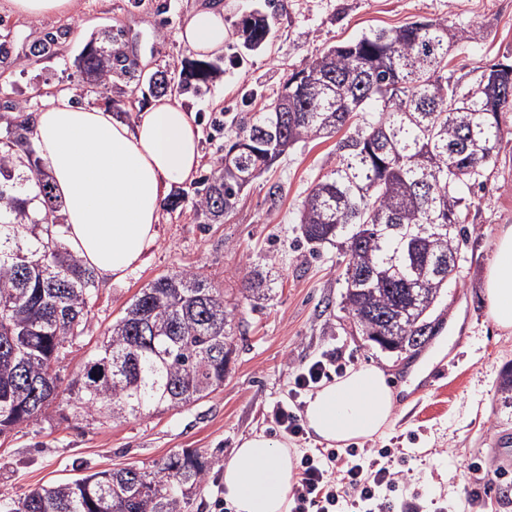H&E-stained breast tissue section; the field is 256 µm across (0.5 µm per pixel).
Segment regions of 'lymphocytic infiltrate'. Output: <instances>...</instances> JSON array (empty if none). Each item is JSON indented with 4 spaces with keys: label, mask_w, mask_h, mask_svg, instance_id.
I'll list each match as a JSON object with an SVG mask.
<instances>
[{
    "label": "lymphocytic infiltrate",
    "mask_w": 512,
    "mask_h": 512,
    "mask_svg": "<svg viewBox=\"0 0 512 512\" xmlns=\"http://www.w3.org/2000/svg\"><path fill=\"white\" fill-rule=\"evenodd\" d=\"M334 357L323 356L292 373L288 401H277L270 419L292 437L304 434L300 416L292 404L303 391L328 377ZM391 451L380 448L372 461H364L358 449L320 448L304 451L298 463V480L288 491L290 512H335L346 504V512H408L406 502L397 497L400 474L390 462Z\"/></svg>",
    "instance_id": "lymphocytic-infiltrate-1"
}]
</instances>
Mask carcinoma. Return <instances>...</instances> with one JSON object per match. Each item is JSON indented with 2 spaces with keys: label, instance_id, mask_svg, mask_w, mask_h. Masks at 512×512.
<instances>
[{
  "label": "carcinoma",
  "instance_id": "carcinoma-1",
  "mask_svg": "<svg viewBox=\"0 0 512 512\" xmlns=\"http://www.w3.org/2000/svg\"><path fill=\"white\" fill-rule=\"evenodd\" d=\"M272 25L257 12L242 22L248 49L265 43ZM480 32L448 20L373 28L315 56L308 82L290 87L292 118L275 106L236 135L242 149L203 181L198 210L218 222L239 193L288 149L331 138L336 164L317 180L301 210L303 237L334 244L348 257L343 309L370 340L395 336L418 347L437 335L430 312L455 266L436 260L459 252L468 238L460 221L467 195L486 184L488 160L502 139L500 114L512 112V62L493 64L473 84L448 77V51ZM88 44L78 59L87 93L132 73L119 39ZM215 63L186 58L178 82L155 74L151 93L198 91ZM7 124L0 141V434L43 417L58 396L56 366L84 333L93 271L63 238L61 204L50 176L20 130ZM434 224L451 229L439 231ZM234 310L198 272L162 275L141 289L110 337L89 354L69 388L76 416L112 419L150 408L195 403L224 383ZM192 451L175 453L150 471L124 467L33 490L10 512H182L185 492L205 481Z\"/></svg>",
  "mask_w": 512,
  "mask_h": 512
}]
</instances>
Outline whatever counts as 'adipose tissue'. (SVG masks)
I'll return each instance as SVG.
<instances>
[{
    "instance_id": "ef3b65f1",
    "label": "adipose tissue",
    "mask_w": 512,
    "mask_h": 512,
    "mask_svg": "<svg viewBox=\"0 0 512 512\" xmlns=\"http://www.w3.org/2000/svg\"><path fill=\"white\" fill-rule=\"evenodd\" d=\"M224 9L207 0L185 21L180 37L200 57L223 53ZM62 205L72 249L99 277L119 281L157 238L164 199L200 165L199 126L171 96L143 109L135 123L78 104L62 89L49 96L30 124ZM487 315L512 330V225H503L494 260L484 275ZM396 392L383 370L363 366L310 394L304 417L317 442L371 439L389 426ZM295 476L287 441L255 433L243 438L224 464V496L236 512H288L286 492Z\"/></svg>"
}]
</instances>
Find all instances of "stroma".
Masks as SVG:
<instances>
[{"mask_svg":"<svg viewBox=\"0 0 512 512\" xmlns=\"http://www.w3.org/2000/svg\"><path fill=\"white\" fill-rule=\"evenodd\" d=\"M199 0H78L75 13L33 19L14 14L0 0V44L18 68L0 74V105L21 101L38 112L62 89L86 94L77 59L107 29L122 31L125 52L141 76L174 72L189 55L179 30ZM230 32L216 56V76L200 91L181 95L200 128L202 163L178 185V208L163 207L157 240L119 282L97 280L86 329L58 367V392L67 398L71 379L89 353L108 337L134 296L159 276L203 273L234 308L242 327L235 337L224 384L207 398L169 410H150L115 422L90 416L61 419L50 405L41 420L0 436V512L51 482L123 467L149 468L166 456L195 449L206 463L203 485L189 494L183 512H217L224 496V463L240 438L255 431L284 438L268 418L286 398L290 371L326 352L343 370L381 367L397 392L392 421L382 436L358 448L396 449L404 495L418 493L424 512H512V398L501 383L512 371V330L487 317L482 279L501 225H512V112L503 113L502 140L486 170L484 190L471 196L462 217L468 239L460 249L461 280L448 288L432 316L441 329L417 350L390 353L367 340L342 310L346 257L335 246H313L300 229V210L311 185L336 162V141L321 138L289 149L243 190L223 222H208L197 209L201 178L217 169L240 126L270 105L293 72L315 55L377 27L448 19L481 37L450 56L448 74L468 84L499 60L512 59V0H223ZM272 18L266 47L240 49L238 23L253 9ZM53 35L57 54L37 59L36 41ZM114 111L137 118L153 96L147 84L113 76ZM269 273L264 299L247 298L253 271ZM441 352L446 372L430 385H412L413 365ZM286 438V437H285ZM481 463L502 471L484 487L469 480Z\"/></svg>","mask_w":512,"mask_h":512,"instance_id":"35a3bbf8","label":"stroma"}]
</instances>
